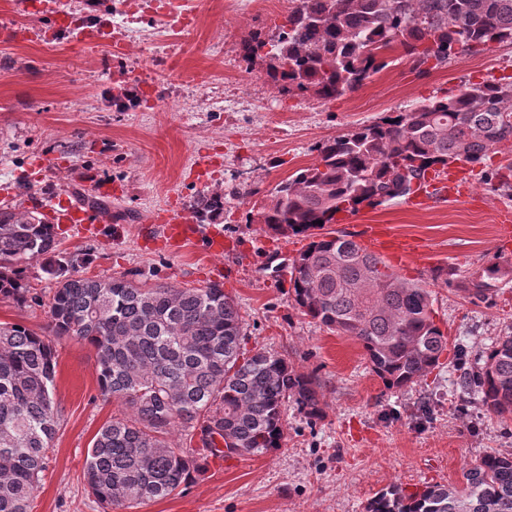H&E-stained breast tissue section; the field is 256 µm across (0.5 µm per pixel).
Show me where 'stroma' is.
Wrapping results in <instances>:
<instances>
[{
	"instance_id": "35a3bbf8",
	"label": "stroma",
	"mask_w": 512,
	"mask_h": 512,
	"mask_svg": "<svg viewBox=\"0 0 512 512\" xmlns=\"http://www.w3.org/2000/svg\"><path fill=\"white\" fill-rule=\"evenodd\" d=\"M67 2L76 27L108 28L128 50L117 56L107 42L84 46L68 35L6 38L5 30L44 28L51 19L24 11L19 0H0V203L45 214L57 195H92L95 180L111 182L112 218L102 236H62V250L92 254L91 276L133 271L150 284L201 288L211 280L212 257L198 242L165 252L148 236L149 219L168 205L189 209L204 193L223 192L218 222L232 247L220 261L221 280L242 316V346L250 354H281L315 376L325 413L310 425L288 406L282 448L210 461L180 494L136 512H365L389 485L412 491L455 484L483 455L512 453V421L487 415L477 393L456 385L479 350L512 334V280L487 306L432 278L440 269L463 278L495 260L512 261V240L496 228L498 211L512 210V185L487 180L478 167L469 174L470 200L424 209L394 200L333 224L339 234L379 224L423 245L393 271L431 290L448 348L439 367L403 390L386 388L357 341L330 332L291 302L290 264L304 239L271 236L249 220L256 201L318 161L325 140L424 98L512 77V44L461 53L426 73L398 48L357 90L324 101L278 93L264 62L244 58L253 35L277 37L290 0H177L194 18L185 30L151 10L152 0ZM124 89L133 107L118 103ZM30 275L34 300L20 306L0 299V322L45 335L53 283L39 266ZM55 348L61 425L34 512H107L82 472L100 426L125 410L101 396L86 342L64 336Z\"/></svg>"
}]
</instances>
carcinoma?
Listing matches in <instances>:
<instances>
[{
    "instance_id": "carcinoma-1",
    "label": "carcinoma",
    "mask_w": 512,
    "mask_h": 512,
    "mask_svg": "<svg viewBox=\"0 0 512 512\" xmlns=\"http://www.w3.org/2000/svg\"><path fill=\"white\" fill-rule=\"evenodd\" d=\"M505 41L512 42V0H294L277 39L255 37L245 55L266 62L278 92L332 100L385 68L395 46L425 72ZM509 141L512 83H473L324 141L318 163L252 206L249 221L269 234L308 240L293 260L295 304L359 341L391 389L418 382L447 349L431 292L400 278L351 236L321 229L342 213L410 198L438 166H484ZM194 209L205 222L224 212V194L205 195ZM33 262L54 281L51 332L94 348L101 395L129 411L101 425L83 468L89 491L114 512L178 493L211 456L282 447L290 400L308 418H324L313 376L280 355L241 351L239 311L224 284L149 285L133 272L88 277L80 268L89 258L61 251L40 212L0 205L1 297L29 302ZM508 278L512 266L494 262L474 277L444 282L471 303L490 305ZM56 367L50 340L23 324L0 323V512H32L60 425ZM458 387L480 394L486 413L512 421V335L480 352L478 367L461 375ZM175 428L184 443L170 440ZM462 477L460 485L412 493L392 485L365 512H512V453L486 454Z\"/></svg>"
}]
</instances>
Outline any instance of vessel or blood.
<instances>
[{
	"instance_id": "1",
	"label": "vessel or blood",
	"mask_w": 512,
	"mask_h": 512,
	"mask_svg": "<svg viewBox=\"0 0 512 512\" xmlns=\"http://www.w3.org/2000/svg\"><path fill=\"white\" fill-rule=\"evenodd\" d=\"M52 14L55 32H74L76 41L97 42L108 37L105 30L97 27L74 30L66 10L65 0H54ZM470 195L466 169L451 166L440 172H431L430 183L421 195V202L426 206H435L447 202L452 196L462 200ZM50 220L60 229L88 238L97 237L103 224L102 218L97 213L60 201L52 207ZM156 222L160 227L158 240L163 249L168 252H178L187 243L199 241L209 255L220 256L224 253L223 227L216 224H199L181 207L174 206L166 209L157 216ZM358 238L368 250L383 254L396 262L421 248L420 242L395 239L384 228L371 224L360 227Z\"/></svg>"
}]
</instances>
